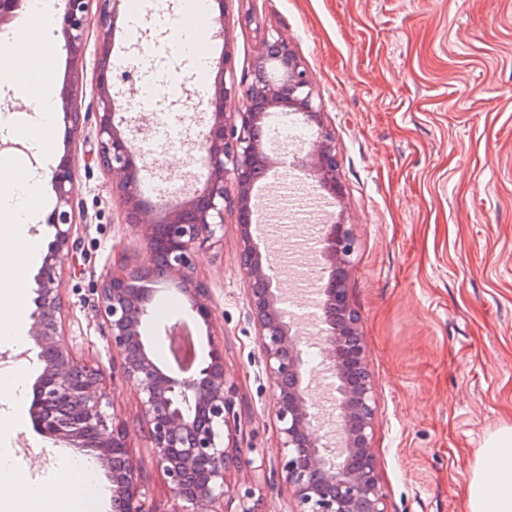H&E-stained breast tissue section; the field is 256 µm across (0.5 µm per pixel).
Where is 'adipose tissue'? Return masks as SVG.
I'll list each match as a JSON object with an SVG mask.
<instances>
[{
  "label": "adipose tissue",
  "instance_id": "obj_1",
  "mask_svg": "<svg viewBox=\"0 0 512 512\" xmlns=\"http://www.w3.org/2000/svg\"><path fill=\"white\" fill-rule=\"evenodd\" d=\"M13 450L0 445V500L10 512H101V501L86 494L87 464L75 456L60 460L38 481L20 480ZM468 512H512V426H504L479 448L467 486Z\"/></svg>",
  "mask_w": 512,
  "mask_h": 512
}]
</instances>
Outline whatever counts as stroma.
Wrapping results in <instances>:
<instances>
[{
  "instance_id": "35a3bbf8",
  "label": "stroma",
  "mask_w": 512,
  "mask_h": 512,
  "mask_svg": "<svg viewBox=\"0 0 512 512\" xmlns=\"http://www.w3.org/2000/svg\"><path fill=\"white\" fill-rule=\"evenodd\" d=\"M112 31L124 54L129 25L147 29L145 57L113 75L117 89L148 82L152 106L178 140L136 145L144 181L161 185L162 206L181 203L206 171L195 163L194 115L204 112L213 78L198 80L190 59L172 46L191 17L159 12L157 0H128ZM224 39L236 76L250 72L259 43L287 38L307 69L323 121L339 153L343 197L330 212L352 225L357 240L348 289L362 320L375 382L373 437L388 512H467L466 488L485 439L512 425V0H224ZM96 24H89L82 61L55 56V91L75 85L81 106L95 86ZM278 164L257 190L274 195L281 182L310 179L290 169L293 147L271 143ZM94 128L76 143V263L64 277L60 341L101 370L110 412L130 425L134 462L151 512L173 500L136 423L137 396L123 382L93 305L101 279L150 254L124 221L112 176L93 160ZM238 230L226 216L223 241L199 250L194 275L211 291L215 328L224 334V365L242 401L236 438L254 467L231 474L251 487L260 512H289L288 491L272 474L276 422L272 389L255 330L247 284L237 268ZM170 291L160 292L145 324L146 342L169 367L167 331L204 324ZM33 398L16 404L11 445L29 478L45 475L68 450L34 427Z\"/></svg>"
}]
</instances>
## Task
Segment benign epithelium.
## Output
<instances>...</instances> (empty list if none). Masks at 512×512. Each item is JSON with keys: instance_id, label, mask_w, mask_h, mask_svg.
<instances>
[{"instance_id": "1", "label": "benign epithelium", "mask_w": 512, "mask_h": 512, "mask_svg": "<svg viewBox=\"0 0 512 512\" xmlns=\"http://www.w3.org/2000/svg\"><path fill=\"white\" fill-rule=\"evenodd\" d=\"M60 33L72 60L82 59L87 21L99 31L95 97L84 111L73 87L61 93L65 150L52 170L57 204L48 218L54 239L35 277V309L29 335L40 348L42 373L35 382L32 418L40 434L98 460L112 481L113 512H151L143 500L140 470L128 444V425L109 418L99 370L75 361L59 343L64 307L63 273L74 259L76 168L69 146L95 122L99 167L112 174L125 222L139 233L151 255L148 265H126L98 287L95 316L119 357L123 381L137 393L140 423L152 464L165 476L177 501L171 512H256L253 491L230 482L253 460L231 451L240 419L238 388L224 367V336L212 331L215 310L209 289L193 275L194 256L224 238V214L235 213L238 268L249 285V317L264 369L273 388L272 415L278 423L275 476L294 502L291 512H387L373 436L377 419L375 384L359 315L352 309L347 268L356 250L352 225L331 220L320 226L319 289L313 306L322 372L307 366L309 338L302 317L283 303L271 284L269 249L255 241L258 173L277 165L258 134L270 112H297L317 125L319 136L298 159L314 187L336 192L335 137L325 127L312 83L288 39H265L256 49L251 79L237 80L231 55L215 63L214 93L198 134V158L207 174L178 206L157 213L146 206L133 141L140 116L116 118L112 96L111 35L126 0H62ZM273 63L279 77L272 79ZM237 103V110L226 111ZM234 194H229L228 185ZM169 283L193 317L209 329L207 358L189 369L160 368L144 330L158 283Z\"/></svg>"}]
</instances>
